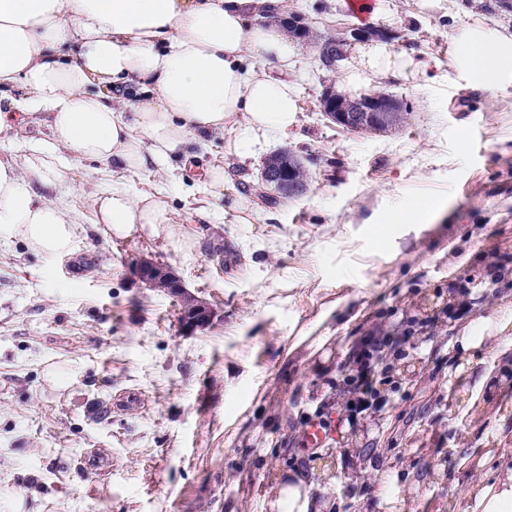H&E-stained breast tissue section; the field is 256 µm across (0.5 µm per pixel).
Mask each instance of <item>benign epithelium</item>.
Listing matches in <instances>:
<instances>
[{
    "instance_id": "benign-epithelium-1",
    "label": "benign epithelium",
    "mask_w": 512,
    "mask_h": 512,
    "mask_svg": "<svg viewBox=\"0 0 512 512\" xmlns=\"http://www.w3.org/2000/svg\"><path fill=\"white\" fill-rule=\"evenodd\" d=\"M322 111L334 122L357 131L371 123L378 112H387L395 106V101L379 99L367 94L354 101H346L330 90H325L320 98ZM261 180L274 191L285 197H297L303 193V187L288 171V160L284 158L268 159L261 172ZM133 272L148 288H160L174 295L180 304L182 328L193 333L207 328L214 316V309L185 290L181 280L166 265L141 258L133 266Z\"/></svg>"
}]
</instances>
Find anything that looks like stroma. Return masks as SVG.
<instances>
[{"label":"stroma","mask_w":512,"mask_h":512,"mask_svg":"<svg viewBox=\"0 0 512 512\" xmlns=\"http://www.w3.org/2000/svg\"><path fill=\"white\" fill-rule=\"evenodd\" d=\"M360 21L341 0H286L319 35L379 29L437 66L384 91L407 105L387 134L320 108L348 65L300 43L299 112L247 157L231 133L194 145L199 171L126 172L71 158L55 194L73 250L0 240V512H278L303 477L322 512H471L489 456L512 449V85H468L448 61L474 12L512 31L494 0H377ZM302 158L308 189L266 199L265 160ZM158 194L172 223L128 236L94 221V187ZM416 198L435 210L410 219ZM172 266L216 311L193 334L176 297L133 273ZM501 327L482 349L457 339ZM375 336L367 411L351 415L355 350ZM335 427L324 448L303 432ZM334 462L336 475L324 466Z\"/></svg>","instance_id":"obj_1"}]
</instances>
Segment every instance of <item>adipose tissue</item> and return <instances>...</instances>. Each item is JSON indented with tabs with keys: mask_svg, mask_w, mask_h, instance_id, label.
<instances>
[{
	"mask_svg": "<svg viewBox=\"0 0 512 512\" xmlns=\"http://www.w3.org/2000/svg\"><path fill=\"white\" fill-rule=\"evenodd\" d=\"M282 0H0V130L16 113L49 129L30 145L27 167L0 157V240L39 252H71L75 223L47 197L67 156L126 171L189 161L192 142L224 131L246 155L254 141L287 131L298 111L288 73L297 42L268 23ZM450 65L484 89L512 84V32L472 15L457 27ZM75 43V58L62 54ZM421 62L372 37L354 51L339 88L405 80ZM131 115L116 111L130 88ZM96 223L117 235L171 223L154 195L92 193ZM493 477L475 485L471 512H512V451L491 459Z\"/></svg>",
	"mask_w": 512,
	"mask_h": 512,
	"instance_id": "obj_1",
	"label": "adipose tissue"
}]
</instances>
